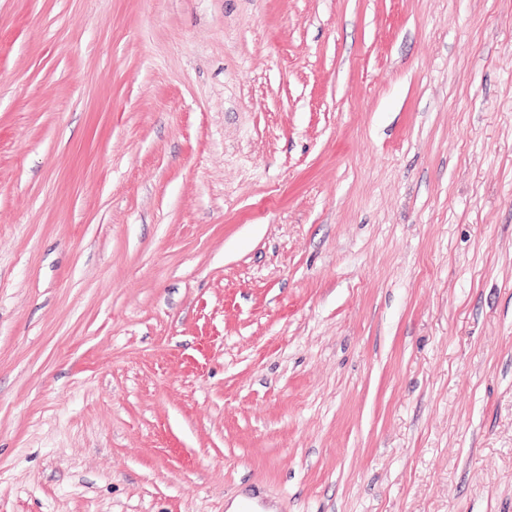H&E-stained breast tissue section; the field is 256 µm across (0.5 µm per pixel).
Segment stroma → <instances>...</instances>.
Masks as SVG:
<instances>
[{
    "label": "stroma",
    "mask_w": 512,
    "mask_h": 512,
    "mask_svg": "<svg viewBox=\"0 0 512 512\" xmlns=\"http://www.w3.org/2000/svg\"><path fill=\"white\" fill-rule=\"evenodd\" d=\"M512 512V0H0V512Z\"/></svg>",
    "instance_id": "obj_1"
}]
</instances>
